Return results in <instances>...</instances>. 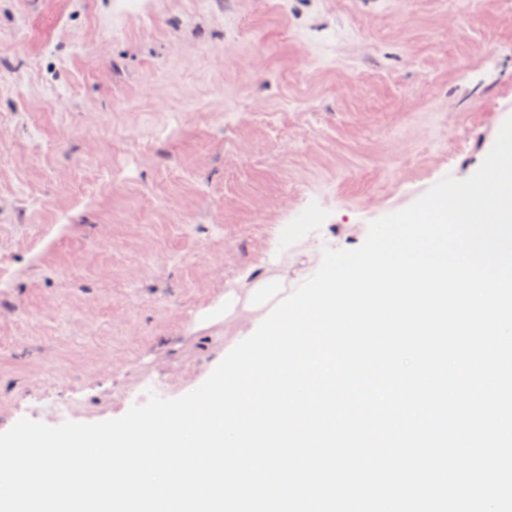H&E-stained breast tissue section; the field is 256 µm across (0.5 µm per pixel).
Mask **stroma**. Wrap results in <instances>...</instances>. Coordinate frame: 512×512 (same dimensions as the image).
Masks as SVG:
<instances>
[{"instance_id":"stroma-1","label":"stroma","mask_w":512,"mask_h":512,"mask_svg":"<svg viewBox=\"0 0 512 512\" xmlns=\"http://www.w3.org/2000/svg\"><path fill=\"white\" fill-rule=\"evenodd\" d=\"M512 116V0H0V433L198 387Z\"/></svg>"}]
</instances>
